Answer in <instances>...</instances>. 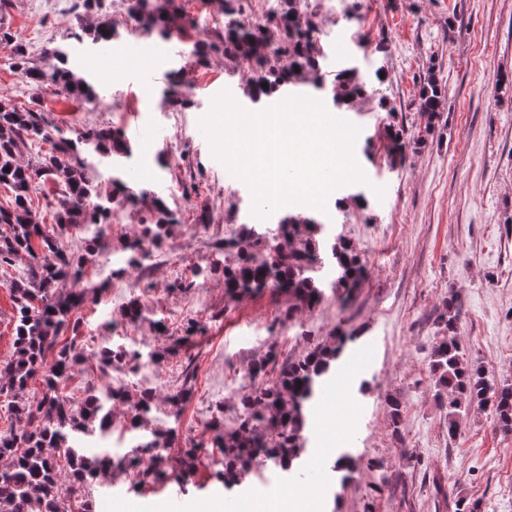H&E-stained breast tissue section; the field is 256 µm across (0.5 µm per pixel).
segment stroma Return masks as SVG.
<instances>
[{
    "label": "stroma",
    "instance_id": "1",
    "mask_svg": "<svg viewBox=\"0 0 512 512\" xmlns=\"http://www.w3.org/2000/svg\"><path fill=\"white\" fill-rule=\"evenodd\" d=\"M75 0H8L0 29L33 59L52 45L71 44ZM344 45L328 42L327 64L357 58L368 80L372 106L345 111L360 129L354 155L369 186L364 201L352 186L334 189L317 217L347 239L367 273L349 300L328 297L317 308L276 324L291 299L266 290L230 300L224 296V253L216 242L248 223V186L214 159L198 122L225 81L242 87L247 66L217 58L189 77V108H165L159 91L143 92L138 72L152 69L149 57L122 59L112 45L95 47L97 69L114 74L96 84L95 100L45 93L49 119L77 114L88 127L111 125L133 134L137 125H157L163 138L148 154L153 190L179 222L164 238L163 254L145 272H127L122 291L104 289L76 311L79 325L60 334L85 349L102 344L148 352L168 336L182 335L188 320L199 330L177 355L156 369L115 365L87 370L62 387L80 408L87 384L106 383L137 399L155 391L152 421L176 430V447L208 441V426L222 413L225 428L238 423L242 386L252 362L276 352L297 359L336 329L356 330L362 355L342 359L315 405L309 447L315 459L304 475L286 479L279 469L258 468L246 490H225L213 474L220 455L203 449L194 485L178 478L129 490L131 476L112 487L89 489L94 512H131L151 501L152 512H208L212 498L224 512H252L258 497L284 489L308 494L309 512H454L457 498L479 501L481 512H512V434L498 430L489 410L475 409L463 434L449 441L429 373L431 350L441 334L438 318L448 300L458 310V340L497 382L512 384V0H363L359 18L338 23ZM435 73L446 100L435 119L418 109L420 78ZM398 110L410 146L403 166L385 164L384 113L376 100ZM384 188L376 198L375 188ZM206 231H197L200 214ZM138 213L119 211L106 227L110 251L98 254L87 277L99 281L116 269L122 245L138 235ZM24 261L0 268V362L12 355L13 303L8 285ZM152 282L154 291L141 285ZM142 299L144 318L131 325L120 306ZM197 369L192 394L180 409L168 395L182 383L186 365ZM402 405L392 426L387 398ZM348 453L351 479L340 485L323 456V444Z\"/></svg>",
    "mask_w": 512,
    "mask_h": 512
}]
</instances>
